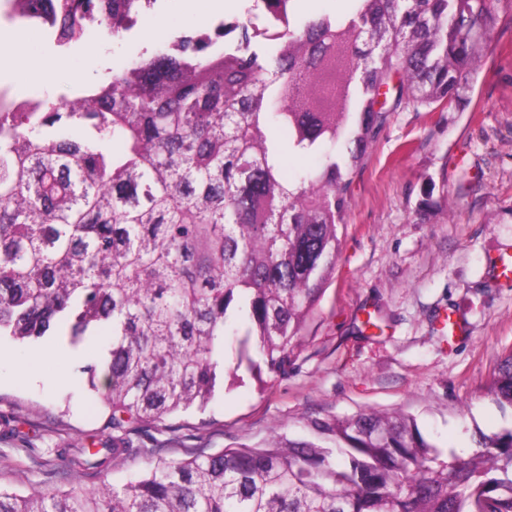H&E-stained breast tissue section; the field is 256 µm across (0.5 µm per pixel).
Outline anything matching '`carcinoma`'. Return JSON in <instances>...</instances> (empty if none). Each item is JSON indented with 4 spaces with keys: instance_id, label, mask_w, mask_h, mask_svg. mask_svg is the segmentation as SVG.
I'll return each instance as SVG.
<instances>
[{
    "instance_id": "obj_1",
    "label": "carcinoma",
    "mask_w": 512,
    "mask_h": 512,
    "mask_svg": "<svg viewBox=\"0 0 512 512\" xmlns=\"http://www.w3.org/2000/svg\"><path fill=\"white\" fill-rule=\"evenodd\" d=\"M47 2L65 46L86 13L119 39L156 0ZM349 4L300 22L293 0H252L215 37L0 110V336L77 347L112 325L81 369L112 428L203 410L227 373L288 369L334 271L354 168L391 113L458 100L498 22L496 0ZM287 149L318 163L290 182ZM493 392L512 406V353ZM312 430L159 457L121 487L0 489V512H512V428L446 458L398 413ZM127 451L116 436L80 465Z\"/></svg>"
}]
</instances>
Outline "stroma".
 <instances>
[{
	"label": "stroma",
	"instance_id": "stroma-1",
	"mask_svg": "<svg viewBox=\"0 0 512 512\" xmlns=\"http://www.w3.org/2000/svg\"><path fill=\"white\" fill-rule=\"evenodd\" d=\"M491 46L446 110L392 113L352 174L336 267L284 374L225 380L206 411L130 425L131 451L99 476L69 470L59 450L112 444L111 414L80 373L109 331L70 357L65 339L22 345L0 338V487L28 495L120 486L159 456L186 458L261 446L273 434L306 438L315 419L402 413L438 446L469 455L481 435L512 427L490 387L512 353V0H500ZM166 18L156 39L145 26ZM197 22L181 0H156L123 38L58 47L32 36L36 59L66 60L30 95L73 97L155 51Z\"/></svg>",
	"mask_w": 512,
	"mask_h": 512
}]
</instances>
